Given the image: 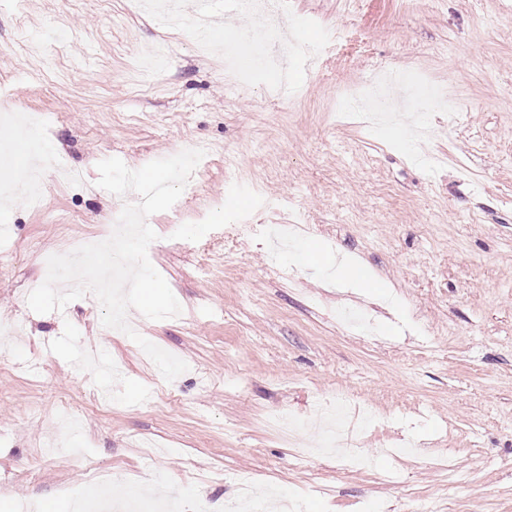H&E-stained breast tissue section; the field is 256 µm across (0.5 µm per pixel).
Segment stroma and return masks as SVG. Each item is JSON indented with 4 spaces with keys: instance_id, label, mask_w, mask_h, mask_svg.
I'll return each mask as SVG.
<instances>
[{
    "instance_id": "stroma-1",
    "label": "stroma",
    "mask_w": 512,
    "mask_h": 512,
    "mask_svg": "<svg viewBox=\"0 0 512 512\" xmlns=\"http://www.w3.org/2000/svg\"><path fill=\"white\" fill-rule=\"evenodd\" d=\"M182 6L162 30L130 0H0V96L40 114L82 180L0 207V316L22 323L0 325V512L25 497L70 512L74 490L134 501L143 474L155 500L228 503L243 473L300 512H512V0H288L320 66L290 67L301 93L280 101L263 93L279 75L249 38L257 17L217 37L247 63L242 87L222 51H199L195 0ZM384 67L459 102L460 124L428 109L432 140L401 118L366 131L340 93ZM190 144L208 147L196 180L147 219L182 312H128L188 364L169 382L96 298L47 314L27 298L45 252L122 208L99 161L136 170ZM233 218L250 231L233 235ZM87 351L121 366L108 399ZM344 392L352 414H377L364 450L410 453L346 469L317 454L321 430L288 448L262 424ZM63 401L83 416L75 459L46 454Z\"/></svg>"
}]
</instances>
